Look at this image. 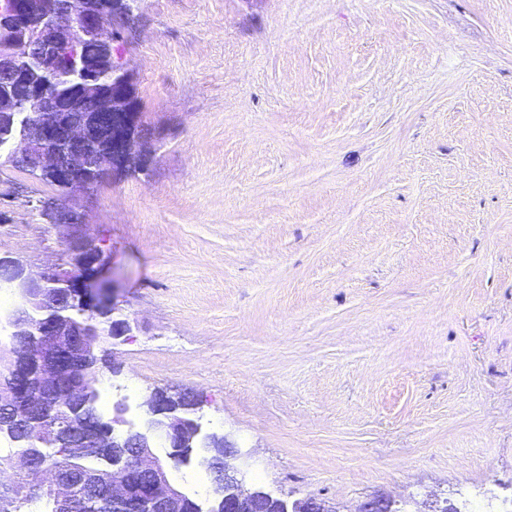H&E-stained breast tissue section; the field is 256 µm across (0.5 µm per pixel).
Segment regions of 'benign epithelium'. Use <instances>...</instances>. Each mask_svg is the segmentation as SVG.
Listing matches in <instances>:
<instances>
[{"instance_id": "benign-epithelium-1", "label": "benign epithelium", "mask_w": 512, "mask_h": 512, "mask_svg": "<svg viewBox=\"0 0 512 512\" xmlns=\"http://www.w3.org/2000/svg\"><path fill=\"white\" fill-rule=\"evenodd\" d=\"M135 0H0V152L19 162L33 157L31 178L50 181L70 195L87 176L99 180L116 159L134 163L139 157L130 127L133 109L123 103L130 92L129 75L119 65L103 78L78 52L82 37L114 43L123 28L137 29ZM112 16V25L105 23ZM59 213L56 225L68 240L69 261L50 263L35 274L23 264L0 257V288L14 297V307L0 315V329L10 330L16 346L0 353V409L23 421L32 404L23 383L26 375L53 390L40 423L48 435L31 448L0 460V474L36 472L37 481L15 479L7 487L13 497L35 495L48 500L53 512H84L88 501L105 492L112 512H185L188 496L169 479L167 467L190 456L181 448H203L201 464L232 481L224 512H258L257 497L278 504L276 512H331L311 498L291 501L247 487L248 454L226 433L201 435L198 418H190L178 398L157 390L147 402L151 419L144 430H112V439L91 432L75 446L68 443L73 405L92 404L97 391L76 378L77 370L98 372L100 337L112 344L126 340L138 325L123 314L115 290L100 272L106 264L76 262L89 236L76 235L80 213L51 196L41 211ZM163 442L166 459L153 452ZM64 445L71 457H95L99 449L127 446L133 452L112 458V466L63 474L52 448Z\"/></svg>"}]
</instances>
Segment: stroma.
Listing matches in <instances>:
<instances>
[{"label":"stroma","mask_w":512,"mask_h":512,"mask_svg":"<svg viewBox=\"0 0 512 512\" xmlns=\"http://www.w3.org/2000/svg\"><path fill=\"white\" fill-rule=\"evenodd\" d=\"M143 156L69 198L135 336L97 406L158 389L329 512H512V0H140ZM0 167V257L65 260Z\"/></svg>","instance_id":"1"}]
</instances>
